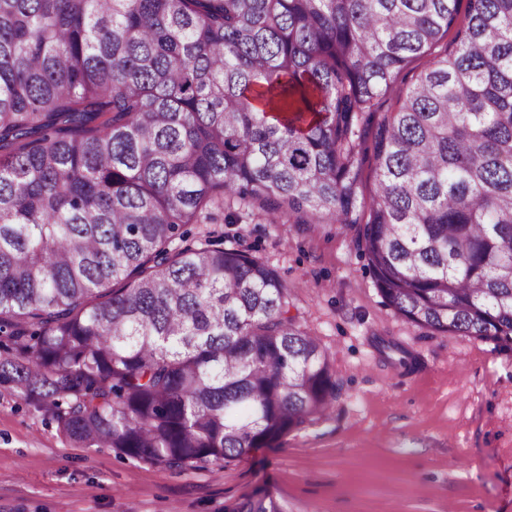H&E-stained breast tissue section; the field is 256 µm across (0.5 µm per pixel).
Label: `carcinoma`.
<instances>
[{
	"mask_svg": "<svg viewBox=\"0 0 512 512\" xmlns=\"http://www.w3.org/2000/svg\"><path fill=\"white\" fill-rule=\"evenodd\" d=\"M457 4L0 0V387L177 469L324 416L341 387L277 270L187 240L227 200L343 225L408 322L512 346V0ZM429 60V56L421 57L409 63L398 77L394 91L382 97L379 101V112H393L397 106L398 93L405 90L412 80V76L421 71ZM375 184L374 162L371 156H366L362 160L360 171V199L364 205V215L366 217L368 207L371 203Z\"/></svg>",
	"mask_w": 512,
	"mask_h": 512,
	"instance_id": "obj_1",
	"label": "carcinoma"
}]
</instances>
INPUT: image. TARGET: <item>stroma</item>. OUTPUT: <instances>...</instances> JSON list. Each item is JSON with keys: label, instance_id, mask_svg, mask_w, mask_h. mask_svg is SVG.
<instances>
[{"label": "stroma", "instance_id": "obj_1", "mask_svg": "<svg viewBox=\"0 0 512 512\" xmlns=\"http://www.w3.org/2000/svg\"><path fill=\"white\" fill-rule=\"evenodd\" d=\"M220 229L291 289L342 385L329 415L224 467L180 470L74 447L0 388V512H234L264 494L288 512H512V348L396 314L341 225L244 215Z\"/></svg>", "mask_w": 512, "mask_h": 512}]
</instances>
